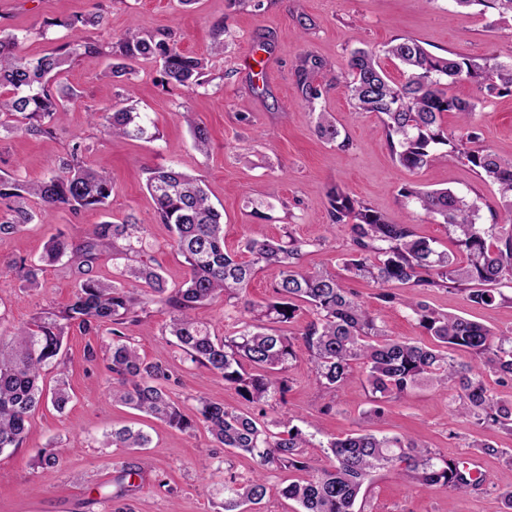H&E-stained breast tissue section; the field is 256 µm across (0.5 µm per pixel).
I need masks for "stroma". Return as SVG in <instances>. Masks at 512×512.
<instances>
[{"mask_svg":"<svg viewBox=\"0 0 512 512\" xmlns=\"http://www.w3.org/2000/svg\"><path fill=\"white\" fill-rule=\"evenodd\" d=\"M99 14L97 27L68 29L73 15ZM223 23L224 36L213 26ZM148 37L172 31L180 49L205 58L204 87L194 91L163 85L161 65L136 64L130 78L107 76V58L77 59L66 65L62 81L79 98L56 124L53 135L15 131L0 140V175L25 181L45 179L69 153L75 136L93 147L88 161L106 163L112 179L110 204L104 210L72 213L59 209L43 221L25 225L0 238V332L31 323L41 313L57 310L72 298L80 277L61 262L40 275L41 285L22 288L7 263L23 258L38 261L48 241L64 236L83 239L91 225L122 223L134 216L146 228L149 253L169 287L188 276L183 257L171 246L172 234L155 216L146 188V170L173 165L204 180L214 206L224 215L228 249L245 238L278 239L286 233L322 240L306 256L309 266L340 267L347 248L346 228L328 233L327 192L337 186L392 222L411 219L419 236L452 250L447 228L423 211H407L403 186L449 188L480 196L482 221L490 223L499 205L495 184L481 182L456 156L439 153L429 166L411 172L393 158L375 114L355 115L346 88V63L357 48H381L397 36L418 40L432 53H452L484 62L512 56V21L489 26L487 18L455 6L453 0H0V31L21 35V52L40 56L59 45L90 38L111 45L128 29ZM223 53H215V43ZM324 62L311 75L329 89L315 109L302 102L297 69L304 57ZM132 106L147 113L158 139H130L109 134L90 123L93 110ZM332 113L352 146L340 150L317 134L315 111ZM206 126L212 137L209 153L193 147L182 113ZM483 144L503 157L512 156V93L480 104L473 118ZM431 307L479 322L493 332L512 330V305L475 307L456 292L437 290L426 298ZM171 311L149 305L139 322L126 325L141 358L165 368L164 385L177 401L204 397L239 409L244 402L221 376L190 363L173 337L164 335ZM107 330L88 336L78 326L65 332L60 367L65 370L72 399L64 411L44 406L30 420L25 440L16 451L0 455V512H219L215 490L224 480L223 465L239 476L256 467L246 454L225 455L205 429L182 432L112 400V374ZM286 411L315 423V446L306 455L315 467L327 466L320 441L359 429L377 434L413 437L450 458L466 459L486 474L484 485L465 492L445 487L419 488L395 471L383 469L370 478L364 512H504L502 491L512 489V464L473 448L482 440L512 449V432L479 428L456 419L446 394L425 384L391 402L379 417L370 415L365 375L355 372L333 397L334 408L323 412L307 357L288 372ZM135 425L147 432L149 448L133 452L105 448L112 429ZM60 465L40 469L35 456L45 448L69 445ZM210 462L202 470V462ZM125 465L139 467L144 480L134 495L111 498L112 477Z\"/></svg>","mask_w":512,"mask_h":512,"instance_id":"35a3bbf8","label":"stroma"}]
</instances>
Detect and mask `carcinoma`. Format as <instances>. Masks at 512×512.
<instances>
[{"instance_id":"obj_1","label":"carcinoma","mask_w":512,"mask_h":512,"mask_svg":"<svg viewBox=\"0 0 512 512\" xmlns=\"http://www.w3.org/2000/svg\"><path fill=\"white\" fill-rule=\"evenodd\" d=\"M462 9H472L491 18L489 26L512 16V0H453ZM20 38L0 33V133L23 130L50 135L52 123L78 98V90L60 81L63 66L74 57L95 60L104 54L117 59L109 74L122 77L134 71L140 60L162 64L163 82L194 90L204 85L205 62L184 53L175 36L148 39L128 31L110 50L95 40L60 45L51 54L28 56L20 52ZM399 61L404 80L395 82L381 65L380 56ZM324 68L311 58L301 61L302 97L310 110L326 87L309 79L310 72ZM347 90L357 112L377 114L395 161L414 171L430 165L442 146L450 148L482 181L498 186L500 206L512 216V158H503L479 145L481 134L472 124L483 101L512 93V61L479 63L452 55H435L417 40L398 36L384 49L358 48L347 60ZM462 82L478 85L480 96L465 99L451 92ZM453 112L460 122L459 135L443 128L444 115ZM92 121L114 136L142 139L155 137L141 113L134 108L116 112H92ZM181 118L190 126L195 148H210L208 131L189 114ZM319 136L336 148L347 150L349 137L341 136L330 113L316 118ZM82 144L76 142L58 171L38 183H24L0 176V236L16 233L25 224L56 209L77 213L107 206L112 185L105 166L84 164ZM146 186L155 203L159 221L170 226L171 247L188 265L190 274L179 288L166 281L147 256L144 225H92L78 244L59 236L51 240L43 262L67 260L82 274L78 291L58 312H48L10 336L0 335V454L23 444L29 419L43 404L59 412L70 401L67 382L59 377L55 386L44 385V369L57 361L67 326L76 324L87 333L103 326L112 329L109 369L115 385L112 400L151 415L172 427L189 431L202 423L226 453H246L258 467L240 478L225 472L218 493L224 512L259 506L268 493L266 472L288 470L298 477L281 488L282 496L299 503L300 512H363L356 503L369 476L392 467L420 487L443 486L462 492L485 481L461 459H450L403 436H378L358 430L330 439L325 449L330 465L316 468L305 456L311 438L293 424L294 417L266 420L264 405L274 400L286 404L288 370L299 355L309 357L314 381L327 394L350 380L355 367L365 370L371 393L369 413L382 415L386 404L408 395L423 382L446 392L454 390V414L481 427L498 426L512 431V402L493 397L485 376L512 380V332L494 333L463 316L438 310L424 302L435 290L457 291L481 306L512 303V223H481L478 199L451 189L424 190L414 185L402 188L401 196L452 229L455 251L440 250L435 241L420 237L411 224H395L362 201L339 188L329 194V217L334 229H348L349 242L342 259L344 274L328 268H307L304 257L317 243L287 235V240L247 239L231 251L224 243L222 214L213 207L202 180L173 166L147 169ZM115 260L135 259L120 276L145 285L138 293L122 284L88 275L87 268L102 252ZM463 260H458V256ZM18 270L22 286L39 287V268L24 261H9ZM279 268L273 296L264 301L246 298L251 281L262 269ZM360 278L377 289L378 309L361 304L348 287ZM232 306L243 304L245 317L233 333L218 338L195 316V310L217 298ZM151 303L169 307L173 316L166 332L191 363L224 377L259 413L244 412L219 402L198 398L190 406L171 398L160 380L168 378L159 365L147 364L121 331L127 323L140 321ZM410 311L430 342L420 338L394 339L384 329L383 312L395 306ZM310 315L293 336L275 325L293 322L301 311ZM470 355L467 363L455 361L452 353ZM150 438L124 426L106 437L104 447L139 450ZM61 450H42L35 464L54 468ZM138 471L127 467L113 478V497L135 491L130 482Z\"/></svg>"}]
</instances>
